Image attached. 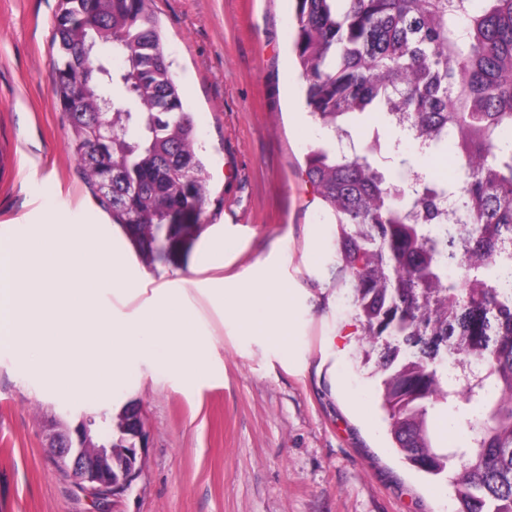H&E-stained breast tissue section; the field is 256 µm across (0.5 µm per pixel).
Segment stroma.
Returning a JSON list of instances; mask_svg holds the SVG:
<instances>
[{
    "mask_svg": "<svg viewBox=\"0 0 512 512\" xmlns=\"http://www.w3.org/2000/svg\"><path fill=\"white\" fill-rule=\"evenodd\" d=\"M57 8L0 0V246L50 216L90 234L123 255L127 284L98 288L96 304L126 322L166 290L194 314L208 367L190 380L148 352L76 400L50 368L0 349V512H448L440 479L390 448L375 381L348 343L335 229L303 175L321 131L301 104L292 0H153L211 179L198 239L152 269L67 151L50 79ZM247 285L290 291L288 349L225 307ZM130 402L148 433L143 474L92 499L55 465L46 416Z\"/></svg>",
    "mask_w": 512,
    "mask_h": 512,
    "instance_id": "obj_1",
    "label": "stroma"
}]
</instances>
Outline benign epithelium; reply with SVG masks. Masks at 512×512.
Here are the masks:
<instances>
[{"label": "benign epithelium", "instance_id": "7a95c632", "mask_svg": "<svg viewBox=\"0 0 512 512\" xmlns=\"http://www.w3.org/2000/svg\"><path fill=\"white\" fill-rule=\"evenodd\" d=\"M56 423L64 425L67 419L56 413L47 418L50 452L62 471L71 472L80 479L87 495L97 499L122 495L141 477L145 448L148 445L144 419H139L129 447L122 449V459L117 468L114 467L112 445L92 444L94 421L90 415L81 416L71 429V441L63 447L54 442L53 425Z\"/></svg>", "mask_w": 512, "mask_h": 512}]
</instances>
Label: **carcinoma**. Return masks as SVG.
<instances>
[{
	"mask_svg": "<svg viewBox=\"0 0 512 512\" xmlns=\"http://www.w3.org/2000/svg\"><path fill=\"white\" fill-rule=\"evenodd\" d=\"M150 2L59 0L51 72L69 150L148 266L197 238L209 181ZM482 2L294 0L293 52L324 131L306 174L337 226L338 283L394 448L451 478L453 512H512V0ZM87 34L122 66L85 71L72 50ZM368 112L399 117L414 154L402 138L336 147ZM442 154L456 179L418 165ZM389 162L407 182L388 181ZM137 411L106 414L96 441L123 446ZM438 412L467 437L443 445Z\"/></svg>",
	"mask_w": 512,
	"mask_h": 512,
	"instance_id": "1",
	"label": "carcinoma"
}]
</instances>
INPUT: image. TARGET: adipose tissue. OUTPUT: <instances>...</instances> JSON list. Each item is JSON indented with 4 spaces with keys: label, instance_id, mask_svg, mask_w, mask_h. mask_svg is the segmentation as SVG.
<instances>
[{
    "label": "adipose tissue",
    "instance_id": "1",
    "mask_svg": "<svg viewBox=\"0 0 512 512\" xmlns=\"http://www.w3.org/2000/svg\"><path fill=\"white\" fill-rule=\"evenodd\" d=\"M227 304L244 327L280 348L290 346L292 298L287 289L246 287Z\"/></svg>",
    "mask_w": 512,
    "mask_h": 512
}]
</instances>
